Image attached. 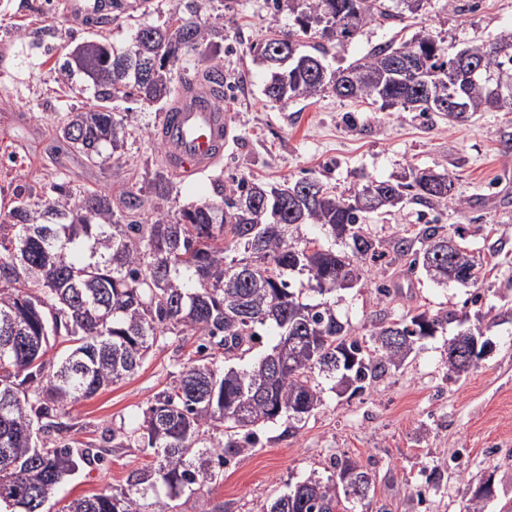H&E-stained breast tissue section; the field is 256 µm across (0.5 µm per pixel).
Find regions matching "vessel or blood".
Segmentation results:
<instances>
[{
    "mask_svg": "<svg viewBox=\"0 0 512 512\" xmlns=\"http://www.w3.org/2000/svg\"><path fill=\"white\" fill-rule=\"evenodd\" d=\"M229 122L222 101L208 89L183 97L158 132L167 165L187 176L209 170L229 143Z\"/></svg>",
    "mask_w": 512,
    "mask_h": 512,
    "instance_id": "1",
    "label": "vessel or blood"
}]
</instances>
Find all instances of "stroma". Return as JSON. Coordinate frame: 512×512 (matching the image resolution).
<instances>
[{
  "label": "stroma",
  "instance_id": "obj_1",
  "mask_svg": "<svg viewBox=\"0 0 512 512\" xmlns=\"http://www.w3.org/2000/svg\"><path fill=\"white\" fill-rule=\"evenodd\" d=\"M69 0H0V224L8 223L18 185L44 203L62 179L102 194L141 187L146 172L164 165L155 135L163 104L130 99L116 103L124 118V145L102 163H91L65 147L63 116L94 102L90 77L74 71L58 83V62L84 41L128 48L140 26L162 22L171 0L148 8L112 12L106 24H75ZM197 22L223 30L214 42L183 50L174 82L217 68L224 73V107L231 116L230 144L223 158L199 177L171 176L170 192L144 191L141 220L214 199L215 180L255 179L280 186L313 177L337 194H350L372 180L396 181L411 168L448 173L454 198L433 208L408 203L371 216L368 233L383 241L382 257L367 260L354 287L322 295L307 278L293 275V288L307 302H329L351 333L370 342L378 327L422 312H451L445 330L417 343L404 363L389 368L362 394L317 376L322 403L302 428L286 420L262 425L256 448L232 457L216 486L186 493L176 512H265L290 485L332 474L338 459L367 471L372 489L361 512H466L472 493L491 482L494 496L484 512H512V155L502 151L512 133V112H479L462 120L402 106L337 97L332 91L285 105L267 101V71L251 51L272 27L292 23L271 0H201ZM392 19L367 25L353 42L330 49L323 63L341 70L378 44L433 33L452 49L493 39L512 28V0H424L405 12L386 0ZM440 226L480 266L477 284L443 287L410 259L393 253L401 238L420 239L426 226ZM387 285L380 295L378 285ZM481 331L486 342L472 369L450 372L448 341L458 330ZM192 335L169 337L153 348L136 373L90 398L65 407L57 440L103 443L122 433L153 405L195 351ZM154 457L137 445L112 449L101 465L84 466L64 482L49 503L61 512L73 498L123 489L128 476L152 466Z\"/></svg>",
  "mask_w": 512,
  "mask_h": 512
}]
</instances>
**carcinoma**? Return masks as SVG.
Segmentation results:
<instances>
[{"label":"carcinoma","mask_w":512,"mask_h":512,"mask_svg":"<svg viewBox=\"0 0 512 512\" xmlns=\"http://www.w3.org/2000/svg\"><path fill=\"white\" fill-rule=\"evenodd\" d=\"M288 7L294 29L253 47L270 72L263 93L280 103L319 95L328 47L350 43L377 16L395 18L383 0H288ZM198 9L195 2L171 0L167 19L140 28L127 52H111L95 40L80 46L76 60L94 79L97 104L70 113L60 128L73 152L94 162L105 145L121 147L125 126L112 112L114 101L166 103L191 89L189 80L173 85L171 63L180 49L219 36L190 18ZM464 55L474 69L450 89L444 79ZM420 59L443 81L429 89L405 83L407 63ZM331 82L340 97L453 119L461 117L459 103L471 113L512 112V29L457 51L432 34L379 45ZM448 178L412 168L400 181L375 180L349 197L310 178L284 187L217 180L221 203L184 208L174 223L159 213L149 224L136 220L142 198L127 188L117 191L120 210L110 195L65 183L52 185L55 197L42 212L17 194L11 223L0 224V508L46 512L52 491L79 464L101 462L96 446L76 451L48 437L60 430L57 412L132 375L170 334L190 331L205 342L126 433V441L152 452L153 469L130 474L126 489L75 498L64 512H174L158 496L146 502L148 493L162 485L173 500L216 485L229 458L255 447L258 427L284 418L288 428H299L322 404L314 374L338 375L354 393L370 388L450 316L421 313L380 326L370 355L332 305L306 302L291 290L288 276L307 275L321 294L336 290L338 280L357 283L360 262L383 255L381 242L364 228L366 215L411 201L446 204L454 188ZM150 184L166 195L169 170H155ZM48 214L65 223H39ZM305 224L349 241L350 252L302 238ZM446 241L433 228L421 248L402 239L393 250L413 254V264L438 284L445 283L437 275L450 263L454 282L476 283L471 256L462 248L448 253ZM231 250L241 257H228ZM268 323L279 336L269 352L246 368L218 364L219 355L230 360L248 353ZM59 336L69 347L48 372L45 356ZM446 363L457 374L474 364L462 335L448 342ZM370 487L361 466L340 459L327 480L296 484L269 512H335L343 501L366 499Z\"/></svg>","instance_id":"obj_1"}]
</instances>
